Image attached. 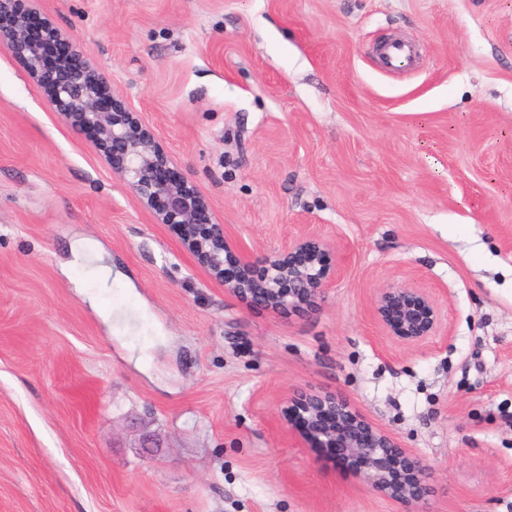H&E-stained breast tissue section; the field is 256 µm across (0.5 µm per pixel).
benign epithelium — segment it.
Instances as JSON below:
<instances>
[{
	"mask_svg": "<svg viewBox=\"0 0 512 512\" xmlns=\"http://www.w3.org/2000/svg\"><path fill=\"white\" fill-rule=\"evenodd\" d=\"M13 4L14 0H0V41L25 61L38 81H44L45 64L51 63L56 74L51 103L63 121L75 130L96 129V143L112 162L113 171L154 210L158 223L191 229L182 235L184 245L215 278L224 281L226 290L250 303L289 310L336 284L339 273L324 263L330 243L314 233L298 237L286 252L266 256L259 280L245 276L251 253L243 251L235 261H225L230 244L224 225L198 221L199 212L207 208L204 197L188 182L166 176L170 161L138 113L118 104L107 111L101 95L110 88L88 63L86 50L71 42L70 55H59L30 28L27 14L13 10ZM374 312L399 341L419 343L441 335L439 309L420 288L387 285L374 299ZM290 402L308 437L323 448L340 449L337 462H358L373 489L403 501L421 499L429 466L373 426L346 399L310 390L294 394Z\"/></svg>",
	"mask_w": 512,
	"mask_h": 512,
	"instance_id": "7a95c632",
	"label": "benign epithelium"
}]
</instances>
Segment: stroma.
Returning <instances> with one entry per match:
<instances>
[{"label":"stroma","instance_id":"1","mask_svg":"<svg viewBox=\"0 0 512 512\" xmlns=\"http://www.w3.org/2000/svg\"><path fill=\"white\" fill-rule=\"evenodd\" d=\"M23 2L254 276L312 231L341 277L289 313L227 292L0 44V512H512V0ZM387 38L414 68L378 65ZM391 283L442 335H389ZM300 389L428 464L425 500L311 443ZM374 312L389 335L419 343L441 335L442 317L431 297L420 288L389 284L374 299Z\"/></svg>","mask_w":512,"mask_h":512}]
</instances>
